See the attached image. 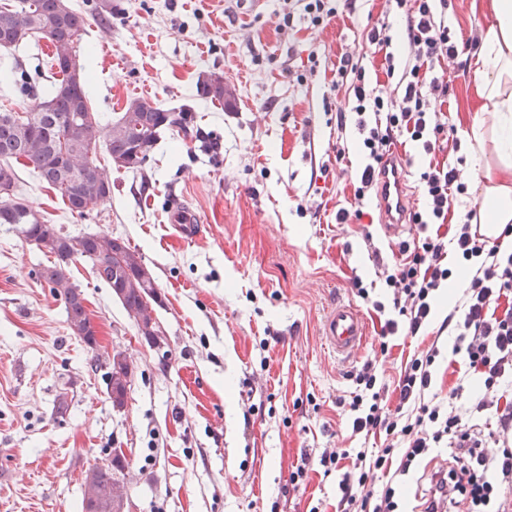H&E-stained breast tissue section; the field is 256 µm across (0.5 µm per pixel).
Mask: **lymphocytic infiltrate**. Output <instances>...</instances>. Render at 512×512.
I'll use <instances>...</instances> for the list:
<instances>
[{"mask_svg": "<svg viewBox=\"0 0 512 512\" xmlns=\"http://www.w3.org/2000/svg\"><path fill=\"white\" fill-rule=\"evenodd\" d=\"M404 18L401 38L408 49L403 68H396L390 50L393 37L387 25L372 27L368 40L383 52L385 74L394 83L369 84L362 60L341 56L338 79L353 77L352 110L363 135L360 148L368 162L356 179L354 199L370 195L397 136H407L431 153L448 124L438 104L448 86L434 71L444 59L476 49L477 40L454 38L448 23V0H392ZM426 207L410 212L411 223L442 224L466 186L455 166L430 164L419 175ZM402 261L385 277L390 302L371 300L360 278H353L361 299L376 312L393 308L382 337L400 332L417 335L434 311L436 293L456 274L448 267V253L460 264L473 265L474 274L463 284V313L453 329V353L462 355L476 393L462 406V387L447 397L432 394L433 366L441 354L431 344L410 359L398 385L396 406H388L377 370L365 362L352 374L355 389L348 402L353 433L382 434L385 447L356 449L351 468L345 469L336 492V512H507V490L512 489V407L501 408L505 382L512 377V305L500 309L501 299L512 301V253L501 254L498 242L480 235L475 225H457L451 241L426 235L417 243L401 242ZM448 452V466L432 462L440 450ZM381 473V488L371 487V473Z\"/></svg>", "mask_w": 512, "mask_h": 512, "instance_id": "obj_1", "label": "lymphocytic infiltrate"}]
</instances>
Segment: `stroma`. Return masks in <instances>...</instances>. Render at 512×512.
I'll use <instances>...</instances> for the list:
<instances>
[{
  "label": "stroma",
  "instance_id": "obj_1",
  "mask_svg": "<svg viewBox=\"0 0 512 512\" xmlns=\"http://www.w3.org/2000/svg\"><path fill=\"white\" fill-rule=\"evenodd\" d=\"M110 31L88 20L77 60L93 75V111L112 118L129 99L190 107L217 150L195 136L165 130L143 170L112 171V195L85 215L72 214L30 168L19 167L16 193L64 234L109 233L138 250L157 285V322L172 351L162 360L140 336L85 259L69 265L98 329L88 348L71 335L63 301L40 281L46 256L11 225H0V512H82L89 470L120 456L127 512H336V470L292 480L301 455L380 448L363 438L337 402L350 397V372L377 359L379 378L396 387L407 360L438 334L433 315L421 336L379 337L393 310L377 313L356 296L360 277L385 299L383 271L405 225L387 235L375 201L361 219L336 221L366 164L355 114L337 110L353 96L334 75L341 55L362 57L368 80L383 58L367 40L389 20L386 0H356L311 28L307 0H115ZM47 41L0 50V71L50 68ZM443 105L455 127L432 155L462 159L474 101L469 62L444 61ZM204 73L223 75L236 98L220 106L198 96ZM345 148L337 159V148ZM201 226L180 237L176 210ZM363 316L365 344L348 358L324 344L322 325L336 303ZM123 350L134 374L116 409L96 354ZM70 407L57 415L55 399Z\"/></svg>",
  "mask_w": 512,
  "mask_h": 512
}]
</instances>
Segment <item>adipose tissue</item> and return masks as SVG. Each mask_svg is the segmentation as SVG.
Returning a JSON list of instances; mask_svg holds the SVG:
<instances>
[{"label":"adipose tissue","mask_w":512,"mask_h":512,"mask_svg":"<svg viewBox=\"0 0 512 512\" xmlns=\"http://www.w3.org/2000/svg\"><path fill=\"white\" fill-rule=\"evenodd\" d=\"M478 24L481 46L472 63L474 112L465 133L469 158L476 160L481 202L476 221L482 234L500 238L503 252H512V237H501L512 223V0H481ZM492 114L485 124L484 114Z\"/></svg>","instance_id":"ef3b65f1"}]
</instances>
